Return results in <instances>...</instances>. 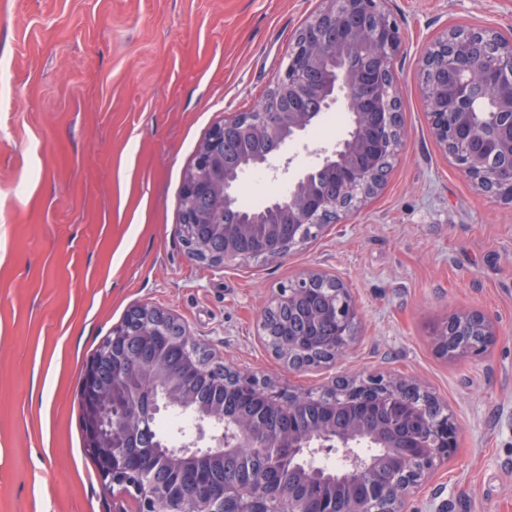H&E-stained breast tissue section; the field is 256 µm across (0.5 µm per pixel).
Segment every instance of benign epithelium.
Instances as JSON below:
<instances>
[{
  "label": "benign epithelium",
  "mask_w": 512,
  "mask_h": 512,
  "mask_svg": "<svg viewBox=\"0 0 512 512\" xmlns=\"http://www.w3.org/2000/svg\"><path fill=\"white\" fill-rule=\"evenodd\" d=\"M400 28L383 8V0H324V7L295 33L287 62L278 72L259 106L246 113L229 114L215 127L198 148L193 171L182 193L181 224H197L204 236L191 238L186 245L191 259L222 268L225 264L256 257L285 255L291 248L320 233L326 215L346 216L357 210L380 187L381 169L390 165L400 151L404 132L398 112V97L393 76V61L402 52ZM475 44L461 43L447 35L435 41L423 59L424 85L431 130L439 144L454 157L460 170L484 192L512 203V184L497 178L494 162L512 166V46L502 50L494 69L485 73L495 93L489 96L496 123L485 127L477 123L473 107L472 75ZM322 71V80L305 87L301 80ZM340 107L349 117L346 135L329 147H315L311 153L319 162L302 172L288 186V193L275 197L260 208H238L239 178L225 163L224 152L234 140L241 149L240 162L252 169L276 174L287 172L292 158L284 156L290 142L300 140L322 113ZM455 122L447 126L444 118ZM340 186L339 193L322 187L324 175ZM322 286L347 292L337 278L310 270L297 281L298 295L288 294L283 303H293ZM343 314L335 339L323 341L314 335L324 314L313 312L304 333L289 340L281 351L288 369L298 371L310 356H342L351 344L353 329L360 320V309L351 297L341 301ZM159 330L177 343L188 335L186 327L174 315L155 307L141 306L132 316V326L123 332L126 344L134 346L141 328ZM493 335L491 323L483 316L461 312L448 318L439 331L437 343L448 346V356L479 355L486 344L477 336ZM131 372H147L157 381L162 393L158 405L153 398L144 400L139 422L145 424L161 409H177L193 402L185 387L167 389L164 378L176 379L179 371L149 362L128 367ZM239 379L238 387L248 391L256 378L229 366L219 377ZM81 388L92 393L86 401L87 438L100 450L109 481L127 471L129 457L112 453L113 440L127 429V422L114 421L112 398L123 389V378L111 383L101 379L98 362L90 361L81 375ZM413 393L419 387L394 379L370 376L366 379L336 380V399L349 412L337 437L340 470L332 480L342 481L350 499L345 512H404L405 498L428 480L437 464L455 453L459 425L456 416L446 412L434 416L428 412L426 394L422 407L403 399V390ZM263 400L275 408L292 410L306 404L309 396L285 387L263 391ZM338 404L322 408L319 431L310 427L288 430V437L276 447L304 461H312L324 451L325 438L318 433L336 431ZM224 417V409H208L198 415L194 439L182 449L192 462L216 453H229L222 437L210 421ZM381 453L368 465L358 462L356 446L365 433ZM276 479L261 480L248 491L234 486L210 484L197 474L188 482L183 500L193 505L188 512H223L226 502H254L277 497ZM136 512H153L157 498L150 483L136 500Z\"/></svg>",
  "instance_id": "7a95c632"
}]
</instances>
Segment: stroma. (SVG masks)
<instances>
[{
    "instance_id": "stroma-1",
    "label": "stroma",
    "mask_w": 512,
    "mask_h": 512,
    "mask_svg": "<svg viewBox=\"0 0 512 512\" xmlns=\"http://www.w3.org/2000/svg\"><path fill=\"white\" fill-rule=\"evenodd\" d=\"M322 0H0V512H134L82 444L80 378L127 312L168 310L204 349L299 392L338 375L418 384L454 411L455 453L407 512H512V206L476 189L430 131L422 57L456 27L512 38V0H385L406 143L358 212L278 258L216 268L178 233L208 132L251 111ZM338 109L286 148L332 144ZM339 277L361 318L341 359L291 371L259 317L306 270ZM494 323L478 356H442L449 315Z\"/></svg>"
}]
</instances>
